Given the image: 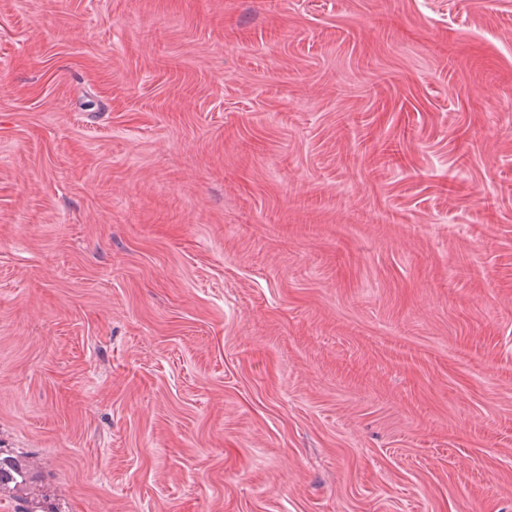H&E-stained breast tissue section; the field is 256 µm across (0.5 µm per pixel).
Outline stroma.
<instances>
[{
	"label": "stroma",
	"instance_id": "1",
	"mask_svg": "<svg viewBox=\"0 0 512 512\" xmlns=\"http://www.w3.org/2000/svg\"><path fill=\"white\" fill-rule=\"evenodd\" d=\"M0 512H512V0H0ZM32 479L31 466L18 459L0 458V490L13 483V488L22 490Z\"/></svg>",
	"mask_w": 512,
	"mask_h": 512
}]
</instances>
